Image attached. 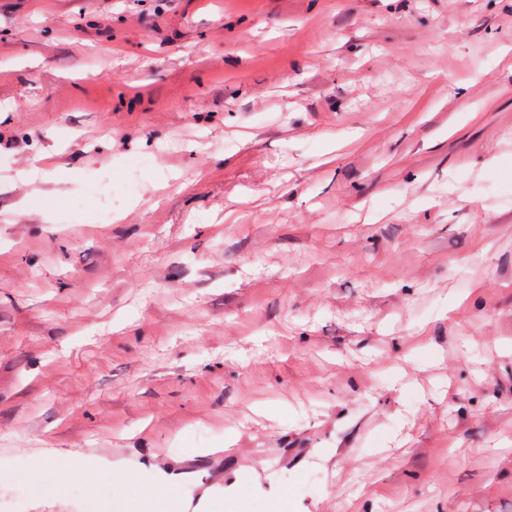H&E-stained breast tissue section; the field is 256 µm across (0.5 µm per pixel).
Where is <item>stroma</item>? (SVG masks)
<instances>
[{"label": "stroma", "mask_w": 512, "mask_h": 512, "mask_svg": "<svg viewBox=\"0 0 512 512\" xmlns=\"http://www.w3.org/2000/svg\"><path fill=\"white\" fill-rule=\"evenodd\" d=\"M0 157V512H512V0H0Z\"/></svg>", "instance_id": "1"}]
</instances>
